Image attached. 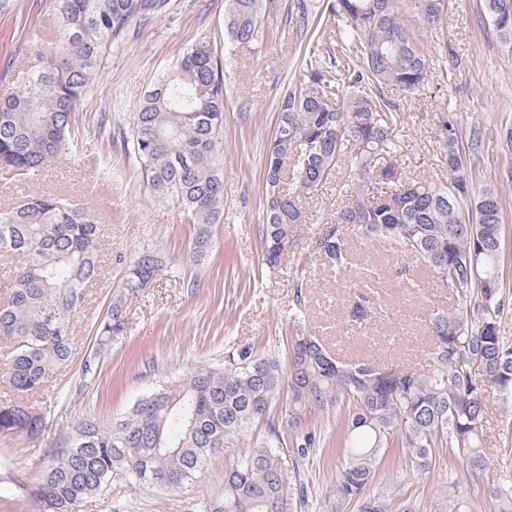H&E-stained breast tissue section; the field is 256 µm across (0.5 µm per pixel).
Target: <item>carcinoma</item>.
Here are the masks:
<instances>
[{
  "instance_id": "1",
  "label": "carcinoma",
  "mask_w": 512,
  "mask_h": 512,
  "mask_svg": "<svg viewBox=\"0 0 512 512\" xmlns=\"http://www.w3.org/2000/svg\"><path fill=\"white\" fill-rule=\"evenodd\" d=\"M497 33L512 40V0H485ZM445 0H421L434 21ZM268 0H225L224 45L259 42ZM170 0H55L58 40L41 42L40 61L24 87L0 100V179L24 183L78 146L73 112L112 44L127 39L133 20L159 17ZM336 17L337 47L349 53L339 66L312 52L298 81L277 105L265 163L267 194L258 234L263 264L281 265L294 225L302 222V197L327 181L348 159L355 182L336 217L315 236L312 258L344 274L352 266L351 238L389 242L398 252L396 275L414 281L422 267L448 289L455 306L430 313L432 347L422 368L381 365L333 356L300 325L303 281L296 282L292 335L282 358L260 357L243 345L222 367H201L164 382L140 399L125 418L78 421L65 444L50 450L40 473L16 477L43 512H80L115 481L148 486L162 478L169 490L197 485L211 456L269 413L282 390L288 435L269 427L265 440L224 465V483L199 500L200 512H295L293 479L327 439L307 428L313 411L340 413L337 446L345 449L336 472V503L360 512H391L389 495H370L383 456L403 448L406 467L425 475L436 451L463 461L471 479L486 470L483 427L493 397L512 405V342L499 321L509 292L504 281L502 215L498 198L474 195L456 118L443 113L440 149L448 182L404 183L366 197L359 183L395 181L383 164L395 152L398 113L383 89L415 94L427 84L430 59L411 35L396 0H327ZM224 74L207 42L189 47L161 75L120 132L150 187L172 198L199 226L192 256L209 248L207 226L224 208ZM101 225L82 204L62 196L36 198L0 209V253L22 259L0 304V378L15 399L0 403V434L38 437L45 413L30 398L54 381L72 358L71 319L85 287L98 275ZM163 270L146 249L129 265L124 293L113 296L97 326L102 350L124 328L125 295L147 287ZM348 318L363 324L382 309L364 285H350ZM494 512H512V480L491 493ZM429 512H474L464 499L442 496Z\"/></svg>"
}]
</instances>
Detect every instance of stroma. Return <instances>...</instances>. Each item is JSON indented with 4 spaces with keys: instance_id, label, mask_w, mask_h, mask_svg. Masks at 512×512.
Listing matches in <instances>:
<instances>
[{
    "instance_id": "1",
    "label": "stroma",
    "mask_w": 512,
    "mask_h": 512,
    "mask_svg": "<svg viewBox=\"0 0 512 512\" xmlns=\"http://www.w3.org/2000/svg\"><path fill=\"white\" fill-rule=\"evenodd\" d=\"M416 42L429 54L431 75L415 96L390 91L400 115L394 155L404 181L448 178L437 134L442 113L455 114L461 138L478 131L468 169L474 191H490L501 203L506 242L504 276L512 282V150L504 132L512 127V44L494 30L483 0H448L441 20H423L419 0H398ZM264 17L260 43L224 52V0H173L164 17L135 20L125 41L113 44L78 103V157L59 162L38 181L15 188L0 184V208L43 195L62 194L94 212L102 226L100 276L86 290L72 324L71 366L43 396L46 425L35 439L0 434V512H34L14 474H35L47 449L60 446L73 424L94 417L105 422L126 416L162 379H184L204 366L223 364L227 351L242 344L256 353H283L288 310L296 282H303L302 308L309 331L339 356L425 364L429 348L426 320L432 310L450 307L452 297L428 275L421 287H405L394 276L396 254L389 244L363 240L354 251L358 267L375 269L378 292L388 306L360 327L347 321L350 276L312 261V242L345 199L353 178L349 167L323 182L303 202L304 220L296 225L280 268L261 261L257 226L265 201V160L276 122V105L299 78L310 50L335 52L336 20L313 13L305 31L288 22L292 0H276ZM55 23L54 0H13L0 13V99L20 86L34 63L33 38L48 36ZM205 41L224 66V211L210 225V249L194 261L196 234L180 206L159 197L143 180L138 163L111 141L183 50ZM149 247L164 269L149 288L126 299L125 325L110 350L96 356L94 376L82 365L95 344L96 328L122 285L124 272L139 250ZM93 354V353H92ZM512 409L493 403L484 423L486 478L472 482L464 463L440 451L436 468L413 476L401 449H390L370 490L391 496L393 507L413 501L427 506L442 494L467 498L475 512H489L490 490L512 478V441L505 425ZM273 405L268 422L254 424L230 440L198 487L164 491L132 481L113 483L83 512H194V502L224 481V461L250 448L267 425H280ZM343 451L328 443L320 456L304 463L300 481L302 512H332L334 480Z\"/></svg>"
}]
</instances>
